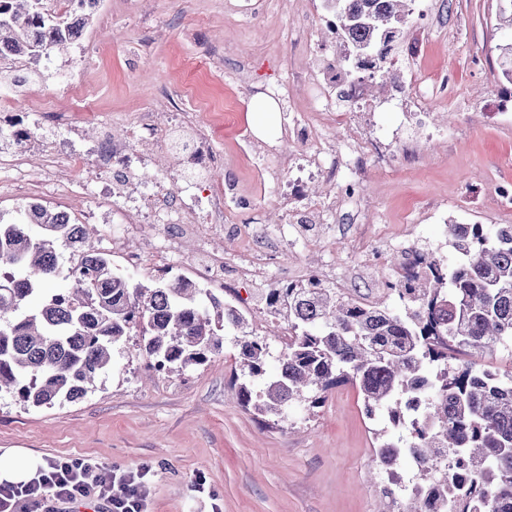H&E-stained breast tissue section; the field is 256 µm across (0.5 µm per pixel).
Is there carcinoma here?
Wrapping results in <instances>:
<instances>
[{
    "mask_svg": "<svg viewBox=\"0 0 512 512\" xmlns=\"http://www.w3.org/2000/svg\"><path fill=\"white\" fill-rule=\"evenodd\" d=\"M0 0V50L35 61L75 38L66 12L44 0ZM414 0H323L336 17L347 53L386 57L388 43L408 23ZM509 30L498 45L501 76L512 83V0H499ZM21 223L0 224V392L40 408L74 403L110 369L112 348L138 333L137 353L157 371L200 364L237 332L242 373L232 378L239 403L261 417L293 399L315 405L335 386L355 385L369 411L383 409L377 456L396 478L405 457L421 459L423 475L407 512H512V375L485 364L512 344V224H450L457 261L448 270L431 259L421 272L396 279L391 291L404 310L366 306L322 283L259 288L257 297L293 336L280 371L253 395L265 374L268 346L248 331L236 306L183 277L146 284L114 269L111 257L88 246L85 225L40 203ZM69 250L62 274L56 245ZM68 288H55L60 277ZM418 393L426 410L408 421L403 400Z\"/></svg>",
    "mask_w": 512,
    "mask_h": 512,
    "instance_id": "carcinoma-1",
    "label": "carcinoma"
}]
</instances>
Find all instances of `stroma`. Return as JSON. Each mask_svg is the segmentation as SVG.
I'll return each instance as SVG.
<instances>
[{"label": "stroma", "instance_id": "stroma-1", "mask_svg": "<svg viewBox=\"0 0 512 512\" xmlns=\"http://www.w3.org/2000/svg\"><path fill=\"white\" fill-rule=\"evenodd\" d=\"M240 0H100L79 42L87 50L82 66L83 96L62 100L79 112L78 131L47 126L42 97L29 83H64L67 48H57L29 66L28 83L0 71V151L14 148L12 126L28 128L37 149L63 153L55 179L75 184L69 194L24 197L0 185V222H15L27 201L67 212L94 229V249L111 253L113 215L119 197L84 186V172L72 170L67 154L85 150L106 136L126 133L136 112H155L167 124L170 111H156V90L176 85L177 107L194 112L200 100L225 103L223 136L200 124L198 140L220 155L219 180L233 183L247 209L238 223L262 211L270 231L284 240L271 281L293 282L303 266L343 272L356 261L358 247L376 228L394 236L392 257L417 246L437 250L445 226L512 224L499 212L494 184L512 180V120L497 118L501 94L512 89L499 72L496 50L497 0H431L442 26L422 32L414 24L396 35V51L384 84L373 86L371 111L354 113L356 123L374 132L390 165L355 163L345 155L347 136L335 123L318 121L308 143H330L343 152L335 180L306 181L305 194L334 202L347 179L359 180L356 206L324 214L309 239L294 237L282 214L284 198L297 171L278 159L288 150L283 131L274 139H240L250 131L252 96L284 78L288 104L278 120L291 123L316 108L306 80L313 67L309 46L328 37L329 13L322 0H259L251 18L238 12ZM215 56L208 76L182 84L178 65L189 58ZM452 69L457 94L425 101V125L404 105L410 80ZM417 154L414 166L400 163L403 144ZM481 185L473 199L463 187ZM416 233L406 237L407 226ZM128 342L114 345L112 367L95 391L76 403L33 408L0 395V453L26 448L41 459L85 458L98 464L101 481L91 498L71 503L47 497V512H108L114 469L148 468L146 512H386L377 488L381 469L375 452V422L367 418L358 390L349 384L330 390L318 407L289 403L284 417L261 423L242 408L231 384L239 367L234 334H226L206 363L182 372L147 368L132 357Z\"/></svg>", "mask_w": 512, "mask_h": 512}]
</instances>
